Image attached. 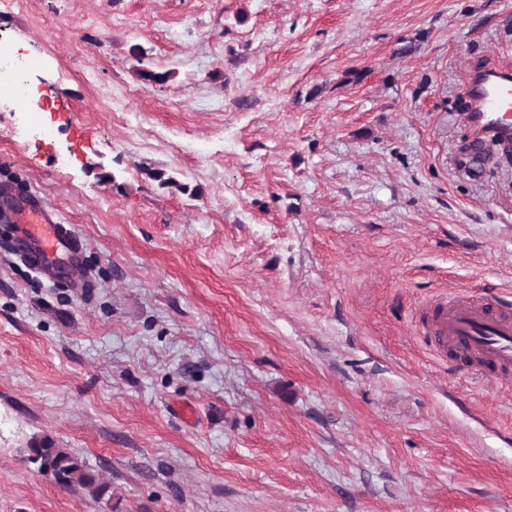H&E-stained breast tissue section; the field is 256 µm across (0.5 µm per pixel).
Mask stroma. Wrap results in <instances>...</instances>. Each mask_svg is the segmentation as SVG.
<instances>
[{
  "label": "stroma",
  "mask_w": 512,
  "mask_h": 512,
  "mask_svg": "<svg viewBox=\"0 0 512 512\" xmlns=\"http://www.w3.org/2000/svg\"><path fill=\"white\" fill-rule=\"evenodd\" d=\"M0 35L55 92L0 102V184L88 282L0 225V512H512V389L417 326L512 301V155L461 162L512 0H27ZM6 218L17 224L20 242L28 246L24 257L32 264L52 266L62 253L76 257L79 240L74 231L58 224L54 209L39 196L33 195L26 206L11 207ZM28 449L29 459L38 464L39 473L58 485L65 488L81 487L95 498H101L108 492L109 485L101 482L99 475L69 449L58 448L46 440L35 441Z\"/></svg>",
  "instance_id": "35a3bbf8"
}]
</instances>
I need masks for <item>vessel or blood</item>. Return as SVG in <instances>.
Here are the masks:
<instances>
[{
  "instance_id": "vessel-or-blood-1",
  "label": "vessel or blood",
  "mask_w": 512,
  "mask_h": 512,
  "mask_svg": "<svg viewBox=\"0 0 512 512\" xmlns=\"http://www.w3.org/2000/svg\"><path fill=\"white\" fill-rule=\"evenodd\" d=\"M469 101L465 120L475 145L512 150V70L475 71ZM7 218L16 224L32 264L53 265L62 253L75 258L79 241L74 231L57 222L54 209L42 198L11 208ZM428 329L438 352L463 351L474 358L476 378L512 384V308L500 299L471 295L440 301Z\"/></svg>"
}]
</instances>
